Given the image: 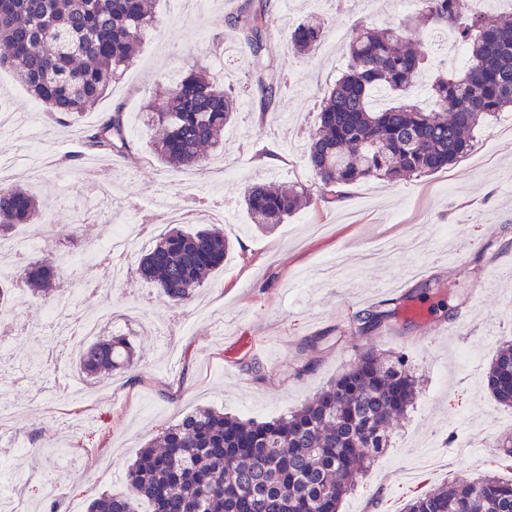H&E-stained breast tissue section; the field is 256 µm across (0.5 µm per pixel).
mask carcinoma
I'll list each match as a JSON object with an SVG mask.
<instances>
[{
    "label": "carcinoma",
    "instance_id": "cac0c4a2",
    "mask_svg": "<svg viewBox=\"0 0 512 512\" xmlns=\"http://www.w3.org/2000/svg\"><path fill=\"white\" fill-rule=\"evenodd\" d=\"M151 0H0V66L12 67L50 118H74L91 108L132 64L155 28ZM430 28L454 30L467 63L430 84L434 108L410 94L428 67L411 48L409 20L361 26L346 44L349 70L322 96L317 123L304 147L317 192L297 184L246 186L252 223L264 229L288 222L301 209L342 198V188L365 180L424 177L463 158L480 123L512 109V11L467 16L462 0H422ZM228 23L255 78L261 103L279 84L264 57L272 29L268 0H243ZM293 55L304 57L323 41L325 25L310 14L283 30ZM379 91L393 105L377 109ZM238 110L231 91L206 70L167 81L148 106L151 153L173 169L204 170L224 152L222 135ZM85 144L124 157L130 150L125 113L88 129ZM20 224L48 226L40 204L19 184L0 185V237ZM230 242L220 228H172L145 251L136 272L173 305L192 301L224 264ZM55 259L31 261L21 279L49 305L63 301ZM16 283L0 275V316L11 311ZM395 310L355 316L360 329L380 327ZM79 372L109 375L135 366L136 351L121 334L86 341ZM494 399L512 407V344L501 347L486 372ZM417 382L401 355L389 363L370 348L300 408L271 421H242L201 407L168 428L126 470L129 493H105L89 512H338L355 476L388 447L393 420L404 415ZM407 512H512V483L494 476L431 489Z\"/></svg>",
    "mask_w": 512,
    "mask_h": 512
}]
</instances>
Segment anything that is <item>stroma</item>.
Listing matches in <instances>:
<instances>
[{
  "label": "stroma",
  "instance_id": "1",
  "mask_svg": "<svg viewBox=\"0 0 512 512\" xmlns=\"http://www.w3.org/2000/svg\"><path fill=\"white\" fill-rule=\"evenodd\" d=\"M241 0H208L185 14L173 0H156V30L140 46L122 78L91 109L48 124L12 69L0 67V103L16 126L0 131V158L25 168L32 152L45 162L31 184L50 228L37 234L36 256L95 254L116 224L142 222L152 198L166 195L187 213L183 229L223 225L231 251L224 267L194 303L174 307L135 272L146 242L165 229L147 225L130 245L126 279L89 283L90 268L73 263L61 285L75 299L76 316L109 307L105 333L121 332L137 363L101 381L79 378L78 394L60 385L74 361L34 364L37 347L15 340L0 368V407H15L13 436L26 448L13 460L14 481L28 512H87L104 493L126 491L124 473L139 448L185 414L210 406L246 420L268 421L299 408L373 348L403 355L419 381L412 407L390 434L389 446L339 505V512H406L424 492L449 481L485 475L512 479V459L483 432L512 434V407L489 393L485 372L512 341V136L500 113L477 129L471 153L449 169L406 180L361 181L342 202L317 203L264 232L252 224L245 186L262 178L313 186L305 156L289 153L316 121L322 92L347 69L344 50H318L296 61L282 34L266 42L281 93L262 107L246 61L228 47L236 31L226 22ZM318 13L329 33L352 37L362 24L385 25L400 11L381 0L376 11L355 0H324ZM206 67L243 105L232 123L239 132L212 166L229 165L224 179L187 177L157 161L148 146L145 106L168 78ZM124 103L129 157L95 154L86 129ZM106 170L103 188L112 221L76 226L93 168ZM416 304L424 319L397 312L387 326L362 333L355 314ZM316 361L315 371L295 368ZM260 364L255 379L250 364ZM467 441L469 456L455 452Z\"/></svg>",
  "mask_w": 512,
  "mask_h": 512
}]
</instances>
